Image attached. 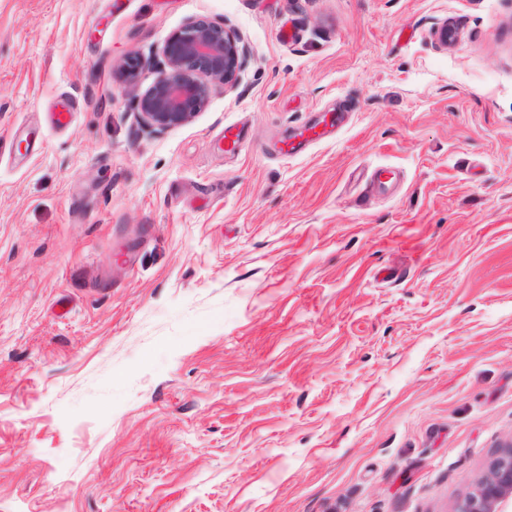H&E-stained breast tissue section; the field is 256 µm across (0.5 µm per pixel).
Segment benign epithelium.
I'll return each mask as SVG.
<instances>
[{
    "label": "benign epithelium",
    "instance_id": "7a95c632",
    "mask_svg": "<svg viewBox=\"0 0 512 512\" xmlns=\"http://www.w3.org/2000/svg\"><path fill=\"white\" fill-rule=\"evenodd\" d=\"M151 63L155 78L138 96L135 111L155 133L190 122L207 104L212 87L231 88L246 63L248 47L233 31L190 19L174 32ZM141 63L133 57L117 67L127 87L136 85ZM512 507V444L503 447L454 512H509Z\"/></svg>",
    "mask_w": 512,
    "mask_h": 512
}]
</instances>
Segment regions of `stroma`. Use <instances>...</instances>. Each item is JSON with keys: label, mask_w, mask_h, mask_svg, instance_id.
Masks as SVG:
<instances>
[{"label": "stroma", "mask_w": 512, "mask_h": 512, "mask_svg": "<svg viewBox=\"0 0 512 512\" xmlns=\"http://www.w3.org/2000/svg\"><path fill=\"white\" fill-rule=\"evenodd\" d=\"M192 18L250 56L149 132ZM510 442L512 0H0V512H452Z\"/></svg>", "instance_id": "obj_1"}]
</instances>
